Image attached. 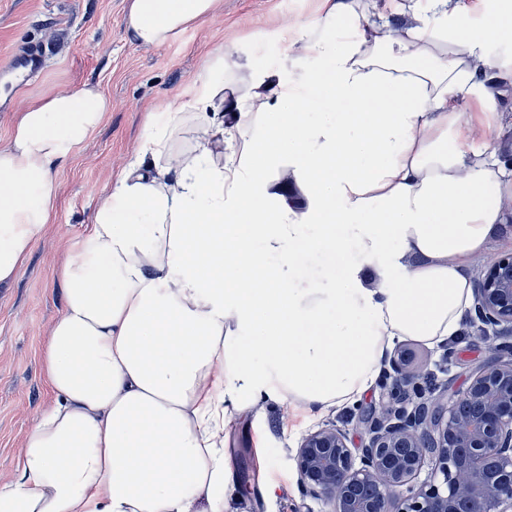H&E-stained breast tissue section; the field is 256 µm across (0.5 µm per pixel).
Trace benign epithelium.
Here are the masks:
<instances>
[{
    "instance_id": "1",
    "label": "benign epithelium",
    "mask_w": 512,
    "mask_h": 512,
    "mask_svg": "<svg viewBox=\"0 0 512 512\" xmlns=\"http://www.w3.org/2000/svg\"><path fill=\"white\" fill-rule=\"evenodd\" d=\"M472 309L512 335V254L484 266ZM390 366L400 386L419 376L405 351ZM296 467L306 492L325 498L331 512H512V343L499 346L448 409L375 415L361 448L336 426L322 427L302 439ZM425 467L431 476L420 482Z\"/></svg>"
}]
</instances>
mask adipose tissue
I'll return each mask as SVG.
<instances>
[{
	"label": "adipose tissue",
	"mask_w": 512,
	"mask_h": 512,
	"mask_svg": "<svg viewBox=\"0 0 512 512\" xmlns=\"http://www.w3.org/2000/svg\"><path fill=\"white\" fill-rule=\"evenodd\" d=\"M219 3L130 0L126 33L158 48ZM284 37L277 69L211 49L98 198L57 269L64 309L40 350L53 399L0 512H223L225 403H353L393 343L460 331L464 268L512 219L502 126L461 112L512 90V0L476 31L459 0H321ZM308 55L326 68L305 69ZM110 107L84 86L15 113L0 146V284ZM308 255L322 280L302 277Z\"/></svg>",
	"instance_id": "obj_1"
}]
</instances>
